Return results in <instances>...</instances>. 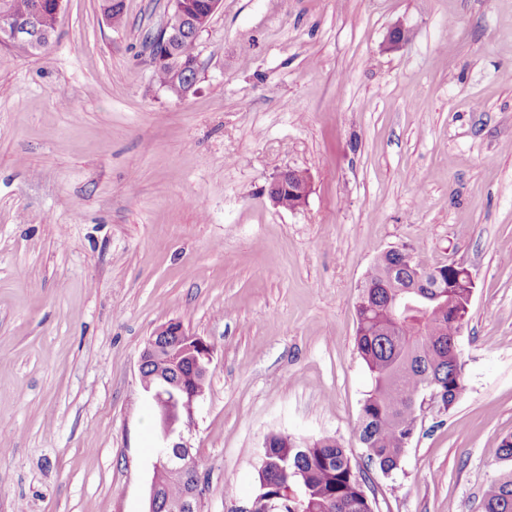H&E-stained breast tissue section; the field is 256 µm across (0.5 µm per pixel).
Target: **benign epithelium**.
Wrapping results in <instances>:
<instances>
[{"instance_id":"7a95c632","label":"benign epithelium","mask_w":512,"mask_h":512,"mask_svg":"<svg viewBox=\"0 0 512 512\" xmlns=\"http://www.w3.org/2000/svg\"><path fill=\"white\" fill-rule=\"evenodd\" d=\"M45 37V28L38 26L31 18L16 16L7 0H0L1 43L28 40L38 46ZM285 184L288 185V195L293 199L295 208L302 207L309 194L296 183L292 169L273 177L268 188L272 202L279 204L278 188ZM164 354L168 355L171 371L141 380L142 390L151 401L171 398L170 410L160 416L159 446L153 464L148 512H157L158 491L164 479L169 477H181L187 482L182 498L168 503L169 512H200L205 486L185 434L192 432L195 426L196 405L206 392L201 383L208 380L214 349L202 338L188 333L181 322L170 321L150 334L140 355V365ZM180 364L190 365V376L177 371Z\"/></svg>"}]
</instances>
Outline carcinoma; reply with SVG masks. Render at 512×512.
Instances as JSON below:
<instances>
[{
    "instance_id": "carcinoma-1",
    "label": "carcinoma",
    "mask_w": 512,
    "mask_h": 512,
    "mask_svg": "<svg viewBox=\"0 0 512 512\" xmlns=\"http://www.w3.org/2000/svg\"><path fill=\"white\" fill-rule=\"evenodd\" d=\"M185 13L172 12L170 31L181 34L168 50L184 63L186 74L197 70L195 37L184 15L212 16L211 0H184ZM113 27L124 24V4L103 0ZM396 253L380 252L367 273L356 303V345L371 379L356 437L369 465L384 474L399 469L414 434L418 400L414 394L438 381L440 402L451 408L464 390L457 330L449 314H469L471 289L454 288L455 272L440 264L429 268L427 287H414L411 266ZM500 470L482 494L481 512H512V435L492 449ZM255 512H373L360 471L341 443L323 437L308 444L273 437L257 471ZM179 477L164 481L159 509L182 497Z\"/></svg>"
}]
</instances>
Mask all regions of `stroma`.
<instances>
[{
	"label": "stroma",
	"mask_w": 512,
	"mask_h": 512,
	"mask_svg": "<svg viewBox=\"0 0 512 512\" xmlns=\"http://www.w3.org/2000/svg\"><path fill=\"white\" fill-rule=\"evenodd\" d=\"M124 6L64 0L47 51L0 45V512H146L139 357L171 320L214 348L202 512L252 498L272 433L338 439L375 512H479L512 435V0H221L183 98L150 60L173 0ZM289 168L294 211L267 195ZM404 246L475 288L466 389L386 475L354 434V304ZM297 171L296 169H288L285 171H282L275 175L273 177L272 181L270 182L269 188H268V194L272 202L278 206L281 207L278 200V188L283 186L288 179V193L281 196L280 201L283 207L288 208V204L290 202V197L293 199V203L295 206L293 208H288V210H297L298 208L302 207L310 193H305L303 184L298 185L296 181L294 180L293 173ZM290 195V197H288ZM282 208V207H281Z\"/></svg>",
	"instance_id": "1"
}]
</instances>
